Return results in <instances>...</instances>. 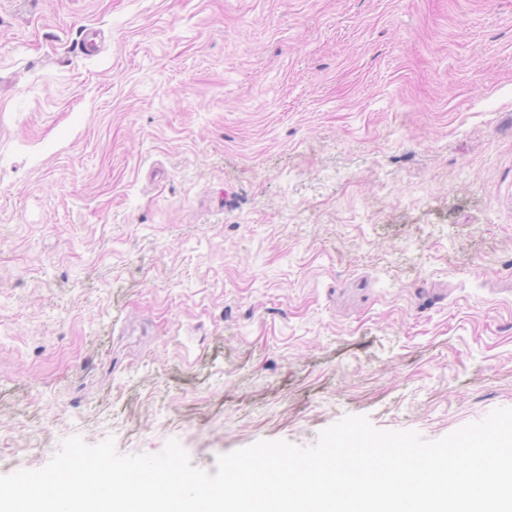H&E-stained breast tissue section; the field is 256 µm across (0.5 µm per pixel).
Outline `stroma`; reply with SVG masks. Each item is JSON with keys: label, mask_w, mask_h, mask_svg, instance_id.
Here are the masks:
<instances>
[{"label": "stroma", "mask_w": 512, "mask_h": 512, "mask_svg": "<svg viewBox=\"0 0 512 512\" xmlns=\"http://www.w3.org/2000/svg\"><path fill=\"white\" fill-rule=\"evenodd\" d=\"M512 408V0H0V474Z\"/></svg>", "instance_id": "35a3bbf8"}]
</instances>
